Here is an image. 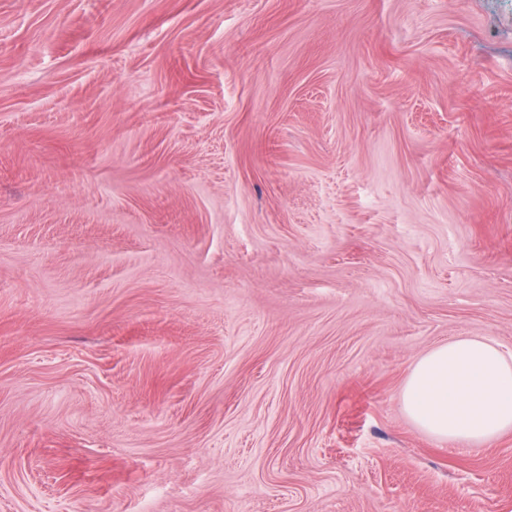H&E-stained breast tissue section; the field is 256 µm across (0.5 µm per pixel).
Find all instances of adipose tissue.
Listing matches in <instances>:
<instances>
[{
	"label": "adipose tissue",
	"instance_id": "adipose-tissue-1",
	"mask_svg": "<svg viewBox=\"0 0 512 512\" xmlns=\"http://www.w3.org/2000/svg\"><path fill=\"white\" fill-rule=\"evenodd\" d=\"M402 402L428 434L487 445L512 431V354L483 336L435 346L411 366Z\"/></svg>",
	"mask_w": 512,
	"mask_h": 512
}]
</instances>
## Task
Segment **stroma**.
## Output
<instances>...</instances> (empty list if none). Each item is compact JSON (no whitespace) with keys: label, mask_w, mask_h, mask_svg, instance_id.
I'll list each match as a JSON object with an SVG mask.
<instances>
[{"label":"stroma","mask_w":512,"mask_h":512,"mask_svg":"<svg viewBox=\"0 0 512 512\" xmlns=\"http://www.w3.org/2000/svg\"><path fill=\"white\" fill-rule=\"evenodd\" d=\"M512 0H0V512H512ZM402 402L428 434L485 446L512 431V354L484 336L435 346L410 367Z\"/></svg>","instance_id":"obj_1"}]
</instances>
